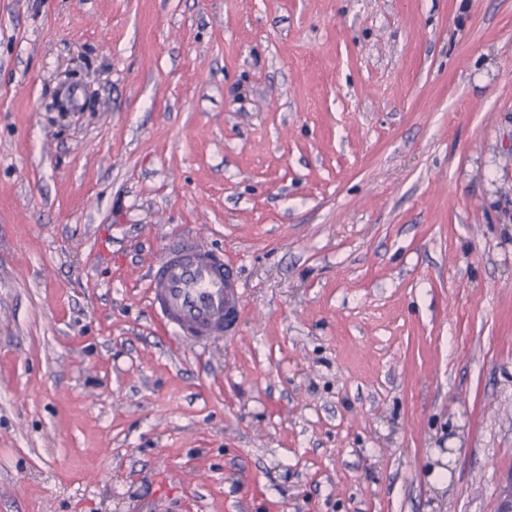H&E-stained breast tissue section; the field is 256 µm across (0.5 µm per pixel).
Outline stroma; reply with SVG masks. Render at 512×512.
Masks as SVG:
<instances>
[{
	"label": "stroma",
	"instance_id": "35a3bbf8",
	"mask_svg": "<svg viewBox=\"0 0 512 512\" xmlns=\"http://www.w3.org/2000/svg\"><path fill=\"white\" fill-rule=\"evenodd\" d=\"M244 288L189 345L147 272ZM512 0H0V512H500ZM148 281L151 306L185 342L234 335L242 288L222 253L195 245L172 249L153 266Z\"/></svg>",
	"mask_w": 512,
	"mask_h": 512
}]
</instances>
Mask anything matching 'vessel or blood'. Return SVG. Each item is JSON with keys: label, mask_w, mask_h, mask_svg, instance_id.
<instances>
[{"label": "vessel or blood", "mask_w": 512, "mask_h": 512, "mask_svg": "<svg viewBox=\"0 0 512 512\" xmlns=\"http://www.w3.org/2000/svg\"><path fill=\"white\" fill-rule=\"evenodd\" d=\"M150 303L163 323L191 344L231 338L242 289L222 253L183 245L167 252L149 276Z\"/></svg>", "instance_id": "b4317fda"}]
</instances>
